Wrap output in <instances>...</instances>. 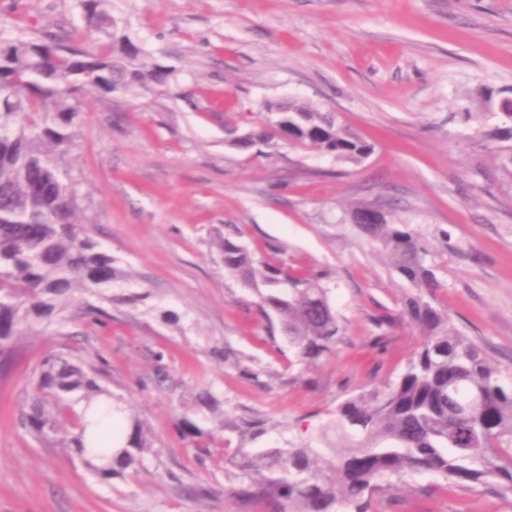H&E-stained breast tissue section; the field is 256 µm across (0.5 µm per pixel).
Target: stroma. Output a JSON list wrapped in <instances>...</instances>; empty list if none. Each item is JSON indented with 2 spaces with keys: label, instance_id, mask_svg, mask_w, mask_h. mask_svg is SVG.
I'll use <instances>...</instances> for the list:
<instances>
[{
  "label": "stroma",
  "instance_id": "35a3bbf8",
  "mask_svg": "<svg viewBox=\"0 0 512 512\" xmlns=\"http://www.w3.org/2000/svg\"><path fill=\"white\" fill-rule=\"evenodd\" d=\"M116 31L170 81L133 93L83 94L59 154L82 233L119 276L77 290L67 320L20 337L0 379V512H262L225 495L232 462L259 448L318 446L348 394L395 378L417 348L402 323L373 349L375 314L399 313L410 285L353 212L381 202L414 229L441 284L436 306L512 374V180L492 133L477 126L488 93L512 89V0H108ZM82 35L80 0H0V37ZM303 101L373 146L361 162L318 150L238 148L270 102ZM483 136H476V128ZM323 272L343 326L333 356L295 362L271 342L256 295L224 271L217 243ZM106 310L97 324L86 305ZM106 359L109 389L151 432L146 471L98 480L64 448L19 423L42 357ZM198 412L214 446L194 448L177 423ZM264 431L242 433L241 419ZM430 474L379 496V512H512L497 481L424 494Z\"/></svg>",
  "mask_w": 512,
  "mask_h": 512
}]
</instances>
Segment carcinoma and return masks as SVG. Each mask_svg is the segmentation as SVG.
<instances>
[{
    "label": "carcinoma",
    "instance_id": "carcinoma-1",
    "mask_svg": "<svg viewBox=\"0 0 512 512\" xmlns=\"http://www.w3.org/2000/svg\"><path fill=\"white\" fill-rule=\"evenodd\" d=\"M91 25L115 26L101 5L81 0ZM169 75L141 59L127 39L89 52L78 44L46 38L29 48H8L0 40V378L15 363V343L24 329L63 320L73 292L112 284L114 259L80 232L55 149L66 145L75 108L65 105L80 93L129 92L161 86ZM288 111L267 115L262 124L338 160L360 162L372 151L367 141L340 125L333 112L286 103ZM501 166L512 178V125L497 128ZM381 243L391 265L415 289L398 317L374 318L385 329L407 319L422 335L402 373L382 388L343 399L321 428L351 442L328 454L308 446L262 448L235 461L237 484L227 490L243 504L265 512H374L378 494L408 475L430 473L448 489L498 481L512 491V377H504L473 338L450 328L434 306L440 283L426 263L427 249L406 224L386 215L360 225ZM224 271L253 291L268 333L280 332L301 363L332 354L342 326L322 276L293 269L277 259L255 261L229 237L219 244ZM104 364H85L69 352L40 363L33 391L22 403L20 425L44 447L59 445L76 455L101 481L146 467L151 440L122 399L100 383ZM122 422L89 418L92 408L112 405ZM184 438L198 448L206 435L190 414L179 420Z\"/></svg>",
    "mask_w": 512,
    "mask_h": 512
}]
</instances>
